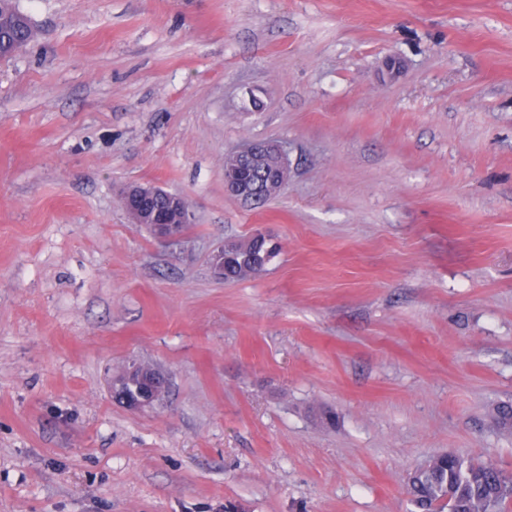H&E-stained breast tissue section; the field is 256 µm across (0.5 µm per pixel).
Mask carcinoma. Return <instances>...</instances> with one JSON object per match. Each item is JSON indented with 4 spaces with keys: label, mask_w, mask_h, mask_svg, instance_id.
Returning <instances> with one entry per match:
<instances>
[{
    "label": "carcinoma",
    "mask_w": 512,
    "mask_h": 512,
    "mask_svg": "<svg viewBox=\"0 0 512 512\" xmlns=\"http://www.w3.org/2000/svg\"><path fill=\"white\" fill-rule=\"evenodd\" d=\"M32 38L29 20L14 0H0V56L13 57ZM280 166V159L269 154L253 178L261 183L267 178L265 171ZM276 254V248L260 234L234 242L224 251V278L235 281L255 276ZM406 490L417 512H505L512 501V472L492 462L443 453L418 466Z\"/></svg>",
    "instance_id": "obj_1"
}]
</instances>
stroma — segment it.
<instances>
[{"label":"stroma","mask_w":512,"mask_h":512,"mask_svg":"<svg viewBox=\"0 0 512 512\" xmlns=\"http://www.w3.org/2000/svg\"><path fill=\"white\" fill-rule=\"evenodd\" d=\"M16 3L0 512H412L434 455L512 470V0ZM265 140L288 183L242 201L224 156ZM132 184L188 199L180 238ZM132 361L159 405L114 399ZM183 196L167 192L148 184L128 186L123 195V206L135 224H151L156 234L163 239H174L181 235L183 226L191 224V211ZM229 243L224 242L214 250L209 264L214 273L221 279L240 280L261 273L265 266L276 256V248L255 234L246 240Z\"/></svg>","instance_id":"obj_1"}]
</instances>
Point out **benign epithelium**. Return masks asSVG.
I'll return each mask as SVG.
<instances>
[{"label":"benign epithelium","mask_w":512,"mask_h":512,"mask_svg":"<svg viewBox=\"0 0 512 512\" xmlns=\"http://www.w3.org/2000/svg\"><path fill=\"white\" fill-rule=\"evenodd\" d=\"M263 152L280 157L282 166L275 183L268 188H283L288 181V160L282 145L276 142H248L224 158V184L244 201L253 198L256 190L240 162ZM123 206L135 224H150L163 239L181 235L183 226L191 222V215L182 212V195L167 192L148 184L127 187L122 195ZM123 401L131 407H152L160 402L162 390L156 376L149 372L140 375V385L133 393H122Z\"/></svg>","instance_id":"obj_1"}]
</instances>
